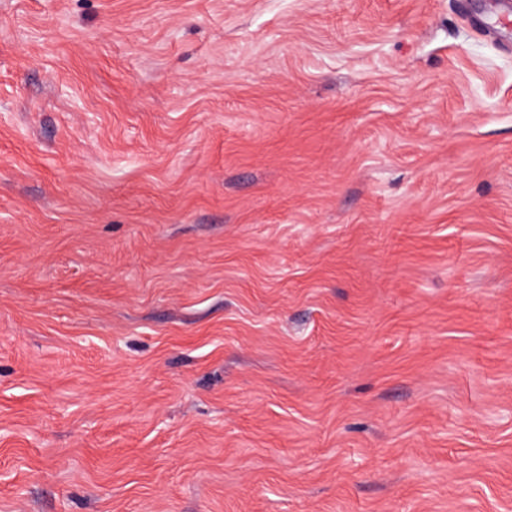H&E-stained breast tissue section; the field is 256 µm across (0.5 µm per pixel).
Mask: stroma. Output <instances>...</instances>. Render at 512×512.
<instances>
[{"instance_id":"obj_1","label":"stroma","mask_w":512,"mask_h":512,"mask_svg":"<svg viewBox=\"0 0 512 512\" xmlns=\"http://www.w3.org/2000/svg\"><path fill=\"white\" fill-rule=\"evenodd\" d=\"M485 2L0 0V512H512Z\"/></svg>"}]
</instances>
